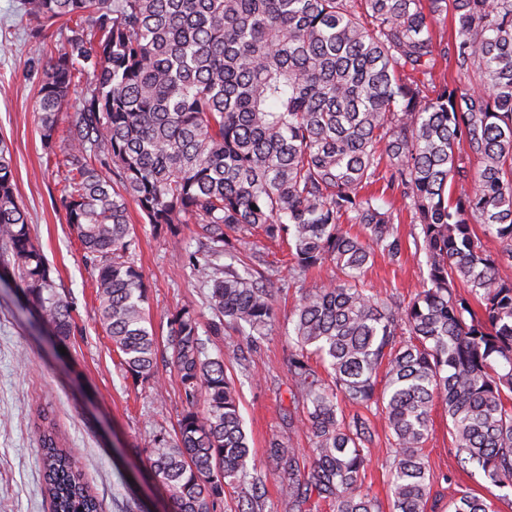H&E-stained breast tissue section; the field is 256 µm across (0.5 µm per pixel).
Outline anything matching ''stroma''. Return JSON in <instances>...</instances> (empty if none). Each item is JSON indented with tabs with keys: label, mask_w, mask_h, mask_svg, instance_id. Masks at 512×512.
<instances>
[{
	"label": "stroma",
	"mask_w": 512,
	"mask_h": 512,
	"mask_svg": "<svg viewBox=\"0 0 512 512\" xmlns=\"http://www.w3.org/2000/svg\"><path fill=\"white\" fill-rule=\"evenodd\" d=\"M20 0H0V36L9 39L0 50V139L12 154L17 196L29 214L31 234L51 264L60 293L73 301L76 329L68 340L37 325L24 306L11 277L0 280V512H50L41 492V449L37 415L48 411L66 445L77 459L103 512H170L166 492L150 475L146 450L156 432L174 436L185 409L180 385L170 367L159 366L155 376L136 379L125 372L121 357L96 321L98 302L94 276L86 266L79 240L65 219V169L57 142L55 153L42 143L40 115L34 104L40 72L31 66V33L18 23ZM130 225L138 240L135 257L147 292L155 332L166 340L172 315L185 306L203 304L202 270L185 258V247L197 244V225L182 224L177 235L145 224L138 207L129 209ZM257 247L268 252L276 268L278 290L273 300V322L258 341L242 337L249 363L240 367L227 352V339L209 337L210 356H223L228 374L238 377L240 410L251 447V462L264 480L261 512H289L288 501L268 472L270 441L291 443L308 452L311 442L297 418L303 409L288 370L296 352L289 320L298 291L321 288L335 277L326 264L297 277L287 265V251L262 237ZM425 266L407 259L391 264L376 257L364 282L380 297L409 298L423 284ZM433 436L424 454L434 477L427 512H448V498L456 484L483 492L485 483L475 466L461 467L452 449L448 420L433 409ZM378 432L370 446L366 485L377 496L383 512H392L387 485V463L393 448L376 420Z\"/></svg>",
	"instance_id": "35a3bbf8"
}]
</instances>
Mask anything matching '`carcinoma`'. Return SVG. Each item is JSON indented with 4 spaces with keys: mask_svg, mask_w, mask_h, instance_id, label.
Here are the masks:
<instances>
[{
    "mask_svg": "<svg viewBox=\"0 0 512 512\" xmlns=\"http://www.w3.org/2000/svg\"><path fill=\"white\" fill-rule=\"evenodd\" d=\"M42 64L35 102L52 152L70 87L86 95L67 126L66 221L91 268L98 323L127 373H155L160 351L129 224L134 203L157 230L199 224L188 256L208 266L210 317L184 307L168 349L186 404L177 435L155 436V482L171 512H213L225 488L251 482L250 446L235 379L201 335L265 336L276 288L268 254L236 244L259 233L288 246L297 273L326 262L339 277L305 288L292 319L289 370L302 388L312 442L306 477L283 441L266 453L291 512L311 495L336 512H382L364 488L375 426L340 399L384 414L394 445L393 512H427L433 475L424 448L441 406L461 466L488 495L458 485L448 512H496L512 489V0H21ZM451 18L454 31L436 37ZM72 23L63 50L48 30ZM453 75L436 81L439 62ZM479 162L476 172L463 156ZM399 191L418 232L412 257L427 278L406 302L361 285L376 253L406 247ZM347 224L361 227L353 234ZM502 246L493 254L483 238ZM0 257L54 334L74 333L16 195L0 143ZM319 356L331 382L309 363ZM381 392H376L378 378ZM52 512H100L55 424L39 426Z\"/></svg>",
    "mask_w": 512,
    "mask_h": 512,
    "instance_id": "obj_1",
    "label": "carcinoma"
}]
</instances>
